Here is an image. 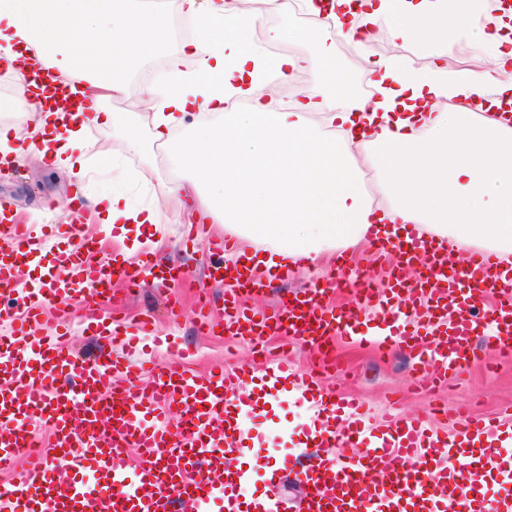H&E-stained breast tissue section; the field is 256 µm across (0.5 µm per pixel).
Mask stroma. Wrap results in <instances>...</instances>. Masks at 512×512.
I'll use <instances>...</instances> for the list:
<instances>
[{"mask_svg":"<svg viewBox=\"0 0 512 512\" xmlns=\"http://www.w3.org/2000/svg\"><path fill=\"white\" fill-rule=\"evenodd\" d=\"M489 10L490 0H471L469 13L465 17L454 18L447 38L423 45L424 60H432L434 54L441 52L447 56L449 70L492 69L491 47H484L478 52L470 49ZM179 47V42L169 40L161 48H143L125 75L130 93L102 101V108L116 113L121 123L114 127L92 124L86 128L84 141L88 174L83 181L69 178L33 150L37 136L32 117L0 111V133H7L10 145L26 147L23 155H9L7 170L0 172V197L10 199L14 211L21 213L27 224L37 231L46 224L68 223L71 197L77 188L93 193L101 185L110 183L121 187L134 204L160 208L168 218L167 223L156 229L143 226L141 233L145 236L155 233L162 237L164 258L183 269L185 276L172 285L148 281L134 292L129 291L124 282L113 281L112 292L120 302L123 324L132 326L144 317H152L161 335L176 337L178 342L194 348L191 367L198 373L241 364L260 370L266 361L254 354L248 344L221 333L199 334L195 326L200 295H210L218 302L224 298L223 285L211 281L204 272V248L210 239L223 235V226L198 218L196 237L187 239L185 225L189 214L168 192L173 172L165 150L154 148L152 155L146 157L130 146L132 138L143 139L148 134L143 127L132 130L126 127L141 100L138 89L143 85L142 77L154 70L157 63L165 62L167 52ZM406 52V46L391 41L384 33L369 44H355L340 38L335 40L331 49L336 59L355 58V83L359 86L369 81L370 61L402 57ZM79 238L96 241L98 255L102 258H115L121 249L120 244L113 241L111 231L102 224L94 220L79 221L75 233L65 232L53 238L38 262L21 267L18 279L22 286L36 285L41 268L55 263L60 249ZM339 269L337 255L322 254L314 267L294 270L288 280L271 279L264 293L250 297L248 303L258 309L273 308L288 293L318 285L328 289L329 298L336 307H348L352 289L332 284ZM64 309L70 312V347L84 357L96 355L99 342L96 337L84 333L81 325L101 319L103 307L68 298L45 315V324L55 322ZM336 351L341 369L333 377L323 379V386L359 397L380 415L394 409L402 415L416 414L427 418L431 426L437 427L441 424L440 419L430 414L434 405L449 408L467 406L474 414L485 418L503 415L507 408L512 407V354L490 357L484 346H477L469 363L461 371L449 374L447 385L438 387L430 396L414 386L412 361L401 352L383 354L376 347L351 344L341 339L336 342ZM308 421L309 413L300 403L292 400L284 403L276 409L271 420L259 423L256 428L260 455L271 460L290 456L294 451L292 434L301 433Z\"/></svg>","mask_w":512,"mask_h":512,"instance_id":"35a3bbf8","label":"stroma"}]
</instances>
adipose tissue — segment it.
I'll return each mask as SVG.
<instances>
[{
	"label": "adipose tissue",
	"instance_id": "1",
	"mask_svg": "<svg viewBox=\"0 0 512 512\" xmlns=\"http://www.w3.org/2000/svg\"><path fill=\"white\" fill-rule=\"evenodd\" d=\"M0 0V56L33 101L38 152L77 178L87 174L82 139L88 124L110 126L103 99L126 93L124 74L144 34L158 31L155 12L128 0ZM439 0H268L270 11L301 10L322 33L354 39L375 28L391 39L422 43L448 33ZM193 21L196 36L170 55L164 89L141 88L151 110L147 141L174 163L169 193L191 196L197 208L248 242L246 260L264 271L313 265L324 252L363 240L387 241L414 225L451 250L473 247L512 260V23L487 17L483 41L496 49L493 71L449 73L434 60L417 67L398 58L371 62L377 100L318 89L284 106L266 99V76L321 70L332 60L325 42L306 54L270 55L244 46L257 17L236 0H168ZM193 71H183L186 58ZM52 67L60 81L86 82L83 103L67 112L44 103L46 88L29 80V62ZM383 177L388 207H373L362 166ZM105 224L164 223L156 207H135L117 189L90 197Z\"/></svg>",
	"mask_w": 512,
	"mask_h": 512
}]
</instances>
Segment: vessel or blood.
Wrapping results in <instances>:
<instances>
[{
	"label": "vessel or blood",
	"mask_w": 512,
	"mask_h": 512,
	"mask_svg": "<svg viewBox=\"0 0 512 512\" xmlns=\"http://www.w3.org/2000/svg\"><path fill=\"white\" fill-rule=\"evenodd\" d=\"M47 235L36 234L0 202V285L20 290L16 272L41 253ZM227 239L211 240L208 278L232 283L224 297L225 328L240 341L258 346L263 337L285 333L313 348L324 370L337 366L336 337L408 353L418 364L417 379L444 383L449 372L467 364L475 340L486 348L512 349V267L474 254L456 264L422 237L379 244L395 257L397 275L385 289H356L349 308L325 303L326 289L289 295L269 313L246 306L262 291V273L229 264ZM95 247L79 242L52 264L39 288L22 290L19 308H2L11 321L0 336V465L35 440L45 424L52 435L25 478L0 494V512H175L188 501L197 512H280L279 501L259 497L256 480L274 485L287 464H247L253 455L251 423L271 402L291 395L306 403L311 423L303 433L315 448L296 473L306 489L298 512H512V441L505 425L456 410L451 432L427 428L416 415L377 422L361 401L322 387L295 373L287 358H272L248 395L235 380L246 366L202 375L188 366L186 352L159 368L146 384L132 364L104 354L78 356L63 340L65 320L43 335L33 333L59 298L111 306L110 290L99 285ZM382 307V324L359 322L360 312ZM422 331L404 335L402 323ZM181 409L179 421L171 406ZM347 456H324L327 448ZM134 464H126L129 449ZM70 467V481L56 480L52 462ZM96 466L85 479V462Z\"/></svg>",
	"instance_id": "1"
}]
</instances>
